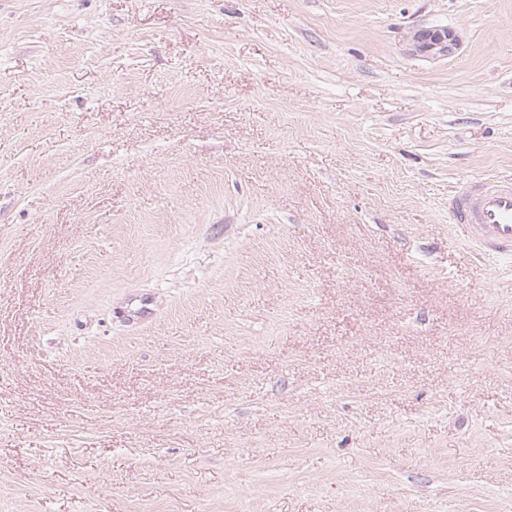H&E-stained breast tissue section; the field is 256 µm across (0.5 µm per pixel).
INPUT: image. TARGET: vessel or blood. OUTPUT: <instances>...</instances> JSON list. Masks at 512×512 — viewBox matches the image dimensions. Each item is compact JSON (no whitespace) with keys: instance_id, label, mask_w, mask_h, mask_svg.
Wrapping results in <instances>:
<instances>
[{"instance_id":"b4317fda","label":"vessel or blood","mask_w":512,"mask_h":512,"mask_svg":"<svg viewBox=\"0 0 512 512\" xmlns=\"http://www.w3.org/2000/svg\"><path fill=\"white\" fill-rule=\"evenodd\" d=\"M448 217L480 254L512 259V179L463 182L448 200Z\"/></svg>"}]
</instances>
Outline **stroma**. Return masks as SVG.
I'll list each match as a JSON object with an SVG mask.
<instances>
[{
    "label": "stroma",
    "mask_w": 512,
    "mask_h": 512,
    "mask_svg": "<svg viewBox=\"0 0 512 512\" xmlns=\"http://www.w3.org/2000/svg\"><path fill=\"white\" fill-rule=\"evenodd\" d=\"M511 176L512 0H0V512H512ZM417 49L433 56H447L455 52L458 38L452 30L420 31L414 36ZM462 240L484 256L512 259V179L463 182L448 199Z\"/></svg>",
    "instance_id": "35a3bbf8"
}]
</instances>
